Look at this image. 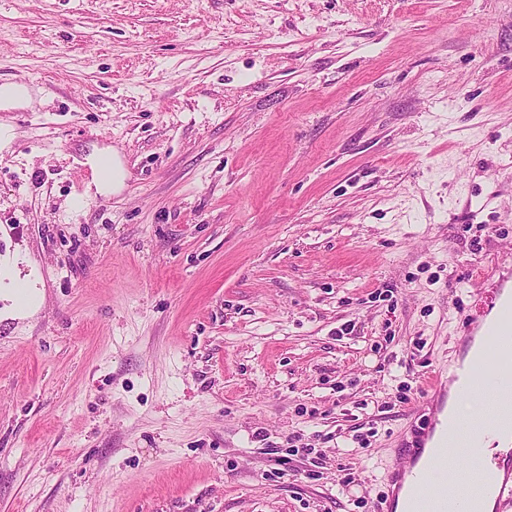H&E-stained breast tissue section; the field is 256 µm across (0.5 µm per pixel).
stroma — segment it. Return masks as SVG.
<instances>
[{"instance_id":"stroma-1","label":"stroma","mask_w":512,"mask_h":512,"mask_svg":"<svg viewBox=\"0 0 512 512\" xmlns=\"http://www.w3.org/2000/svg\"><path fill=\"white\" fill-rule=\"evenodd\" d=\"M0 83V512H382L512 273V0H0Z\"/></svg>"}]
</instances>
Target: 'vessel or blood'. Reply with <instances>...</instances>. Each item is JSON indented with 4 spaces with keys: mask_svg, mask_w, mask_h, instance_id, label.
I'll return each instance as SVG.
<instances>
[{
    "mask_svg": "<svg viewBox=\"0 0 512 512\" xmlns=\"http://www.w3.org/2000/svg\"><path fill=\"white\" fill-rule=\"evenodd\" d=\"M489 307L493 316L472 323L451 375L435 372L424 382L422 414L391 475L396 490L408 492L406 512H481L482 493L471 489L469 472L455 467L458 459L476 462L496 504L512 500V456L484 453L488 437L512 438V279L493 288ZM474 390L486 395L488 419L483 434L463 442L468 421L449 413V400Z\"/></svg>",
    "mask_w": 512,
    "mask_h": 512,
    "instance_id": "b4317fda",
    "label": "vessel or blood"
}]
</instances>
